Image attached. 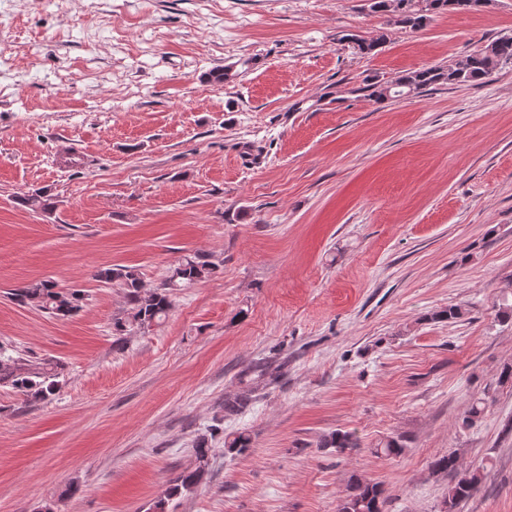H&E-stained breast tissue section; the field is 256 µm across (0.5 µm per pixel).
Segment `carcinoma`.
Listing matches in <instances>:
<instances>
[{"label": "carcinoma", "instance_id": "cac0c4a2", "mask_svg": "<svg viewBox=\"0 0 512 512\" xmlns=\"http://www.w3.org/2000/svg\"><path fill=\"white\" fill-rule=\"evenodd\" d=\"M479 3L480 0H370L369 8L374 13L389 16L390 21L397 26L417 30L426 26L434 14L472 10L478 7ZM384 40L383 34L370 39L350 36V41L363 55L373 53ZM508 65H512V36H503L476 46L464 59L452 64L405 72L385 82L365 79L352 89V93L383 103L392 98L417 95L438 86L483 84ZM20 202L45 213L53 207L50 196L41 191L21 197ZM215 271L216 266L212 262L194 255L184 258L162 286L149 292L143 291L139 273L133 267L101 269L95 274V278L106 283L116 282L126 291L130 305L128 316L113 322V332L117 336H122L131 326H148L165 317L172 305L171 289L206 278ZM13 296L19 303L33 304L56 318L71 316L79 308L82 300L81 291L65 292L47 280L19 288ZM0 383L7 384L35 399H44L54 394L60 387L59 372L52 362L33 361L11 355H0ZM357 446V439L348 431L337 432L322 444V447L334 448L338 452ZM196 454L199 466L180 475L170 487L167 497L189 492L201 482L207 459V448L204 443L197 445ZM482 480L483 473L478 470L461 474L457 481L448 487L443 512H455L460 502L477 492ZM382 494L383 491L378 485L356 480L350 484L348 493L341 499L338 512H383Z\"/></svg>", "mask_w": 512, "mask_h": 512}]
</instances>
